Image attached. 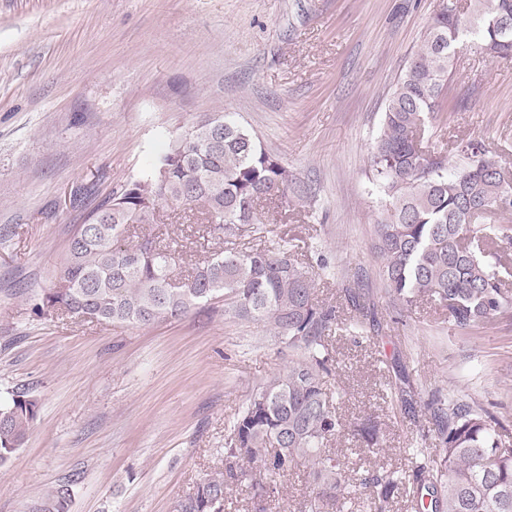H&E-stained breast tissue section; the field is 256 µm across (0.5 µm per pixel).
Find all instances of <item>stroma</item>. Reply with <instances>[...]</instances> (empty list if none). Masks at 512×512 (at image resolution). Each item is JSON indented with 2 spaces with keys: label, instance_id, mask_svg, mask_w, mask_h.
I'll return each instance as SVG.
<instances>
[{
  "label": "stroma",
  "instance_id": "stroma-1",
  "mask_svg": "<svg viewBox=\"0 0 512 512\" xmlns=\"http://www.w3.org/2000/svg\"><path fill=\"white\" fill-rule=\"evenodd\" d=\"M471 0H0V393L39 412L0 467V512H27L70 481L71 512H175L221 465L224 428L288 354L223 303L140 328L37 319L31 308L75 228L198 121L219 112L305 181L313 203L264 202L272 240L300 246L318 299L355 314L362 275L386 344L371 328L329 339L328 389L347 423L378 421L382 449L352 433L331 448L358 473L401 470L410 449L439 454L430 400L477 402L512 442V310L458 329L424 298L393 304L370 249L383 198L370 158L380 116L431 18ZM431 139L485 143L512 171V59L467 41ZM176 249L174 279L221 246L192 213L161 207L128 226ZM411 402H403L404 386ZM306 469L266 512H299Z\"/></svg>",
  "mask_w": 512,
  "mask_h": 512
}]
</instances>
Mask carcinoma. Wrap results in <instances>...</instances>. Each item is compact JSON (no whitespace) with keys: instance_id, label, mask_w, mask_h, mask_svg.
Listing matches in <instances>:
<instances>
[{"instance_id":"carcinoma-1","label":"carcinoma","mask_w":512,"mask_h":512,"mask_svg":"<svg viewBox=\"0 0 512 512\" xmlns=\"http://www.w3.org/2000/svg\"><path fill=\"white\" fill-rule=\"evenodd\" d=\"M512 0H474L469 15L443 8L432 19L420 47L387 99L371 154L375 184L383 196L374 224L384 294L410 305L430 296L462 330L485 324L512 308L501 288L498 254L488 241L512 245L507 224H473L469 211L512 214V180L481 143L460 142L452 165L443 149L425 145L428 119L440 111L451 80L450 61L460 37L474 32L493 58H512ZM299 201L309 187L280 157L229 115L192 125L152 165L146 177L128 182L112 201L79 225L67 254L32 313L48 320L61 314L97 313L106 323L149 327L185 316L224 298V312L261 324L289 351L288 367L260 383L224 427L222 467L205 474L177 512H224L227 495L245 485L256 512L277 490V479L302 466L314 485L302 512H345L365 492L373 512H391L399 494L419 512H512V444L502 423L472 402L452 400L434 411L439 456L412 449L406 470L349 476L328 443L348 425L332 411L327 378L332 376L328 338L339 326L333 305L312 297V271L294 248L265 244L237 250L242 237L261 239L256 204ZM198 210L224 238L194 272L174 285L176 251L145 238L125 243L130 224H150L159 206ZM0 467L28 437L37 401L25 392L0 396ZM366 451L380 447L377 422L354 426ZM71 482L47 489L29 512H70Z\"/></svg>"}]
</instances>
